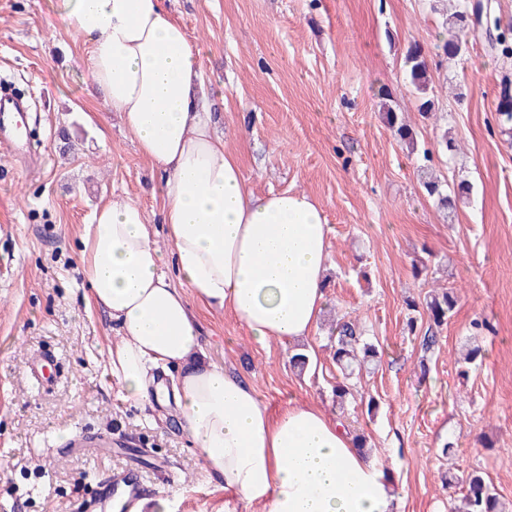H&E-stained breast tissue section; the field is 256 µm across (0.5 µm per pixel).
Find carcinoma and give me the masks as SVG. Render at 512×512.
<instances>
[{
  "label": "carcinoma",
  "mask_w": 512,
  "mask_h": 512,
  "mask_svg": "<svg viewBox=\"0 0 512 512\" xmlns=\"http://www.w3.org/2000/svg\"><path fill=\"white\" fill-rule=\"evenodd\" d=\"M472 14L473 11L469 9L468 3L458 0L455 9L444 18L443 25L447 29V37L440 40L437 45V49L444 57L455 58L465 52L467 38L474 33ZM404 66L410 85L419 94L418 110L427 116L434 107V101L427 98L428 67L418 46L411 45L407 48L404 54ZM497 114L501 122H512L511 83L506 82L501 87ZM384 121L401 143L409 146L413 151L418 149L413 132L399 122L398 113L389 105L384 106ZM421 186L439 207L450 212L455 207V199L467 197L472 192L471 185L465 181L460 182L451 195L435 180H424ZM457 303V296L453 291L448 290L441 294H429L422 305L417 304L413 299L407 301L406 305L411 311L421 312V315L427 317L434 326L441 327L448 324V318L451 317ZM333 332L336 333L333 361L342 375V380L333 386L332 394L336 405L341 407L349 397L353 396L360 373L378 357L379 351L375 344L363 338L358 324L354 321H339ZM448 487L461 489V501L464 504L463 510L460 511L451 506L449 512H504V506L494 488L478 470H473L459 478L454 475L448 476Z\"/></svg>",
  "instance_id": "obj_1"
}]
</instances>
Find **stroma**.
Returning a JSON list of instances; mask_svg holds the SVG:
<instances>
[{
	"label": "stroma",
	"mask_w": 512,
	"mask_h": 512,
	"mask_svg": "<svg viewBox=\"0 0 512 512\" xmlns=\"http://www.w3.org/2000/svg\"><path fill=\"white\" fill-rule=\"evenodd\" d=\"M165 3L200 48L217 127L247 188L307 193L331 227L313 367L294 369L288 348L198 307L205 362L251 380L272 412L311 401L365 432L371 457L394 476L400 512H448L443 476L474 468L512 512V136L496 114L512 57L492 53L481 31L463 56H438L434 0ZM59 14V0H0V81L38 107L27 125L35 154L0 146V512H79L106 473L130 465L147 501L224 512V490L179 414L127 402L109 367L115 333L87 299L79 236L94 208L115 199L159 224L162 175L104 109L85 64L90 46ZM413 43L431 59L427 117L403 68ZM385 89L432 162L388 129ZM445 133L456 154L441 150ZM429 175L470 180L474 194L440 211L419 188ZM442 288L458 303L427 351L429 324L409 333L404 299ZM342 317L358 320L382 362L363 378L362 398L340 409L329 327ZM476 320L486 329L474 330ZM471 342L482 359L468 367L460 354ZM41 352L56 360L44 386L24 368Z\"/></svg>",
	"instance_id": "1"
}]
</instances>
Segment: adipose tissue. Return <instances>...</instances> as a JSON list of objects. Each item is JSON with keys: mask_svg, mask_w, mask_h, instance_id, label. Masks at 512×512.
<instances>
[{"mask_svg": "<svg viewBox=\"0 0 512 512\" xmlns=\"http://www.w3.org/2000/svg\"><path fill=\"white\" fill-rule=\"evenodd\" d=\"M89 74L164 179L159 250L133 202L96 207L79 238L89 299L119 336L113 377L141 408L175 405L225 512H400L352 432L312 403L272 414L252 385L197 361L193 305L230 313L258 342L310 341L327 298L330 226L310 195H257L225 146L199 50L164 0H62Z\"/></svg>", "mask_w": 512, "mask_h": 512, "instance_id": "1", "label": "adipose tissue"}]
</instances>
